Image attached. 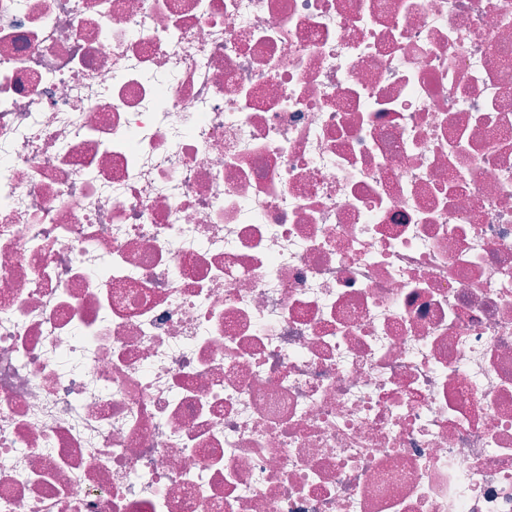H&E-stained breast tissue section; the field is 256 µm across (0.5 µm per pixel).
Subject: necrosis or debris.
Segmentation results:
<instances>
[{
	"mask_svg": "<svg viewBox=\"0 0 512 512\" xmlns=\"http://www.w3.org/2000/svg\"><path fill=\"white\" fill-rule=\"evenodd\" d=\"M0 512H512V0H0Z\"/></svg>",
	"mask_w": 512,
	"mask_h": 512,
	"instance_id": "4bbe7bcc",
	"label": "necrosis or debris"
}]
</instances>
